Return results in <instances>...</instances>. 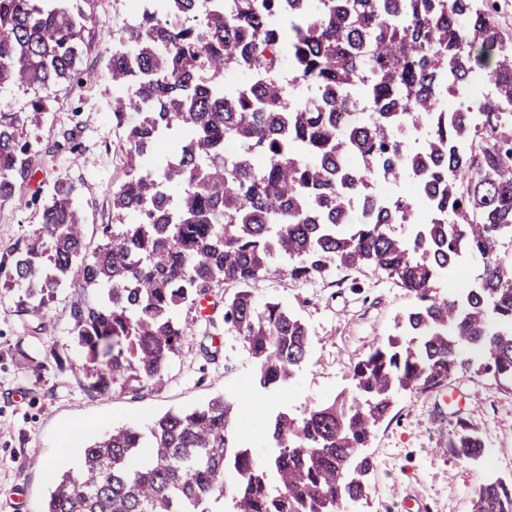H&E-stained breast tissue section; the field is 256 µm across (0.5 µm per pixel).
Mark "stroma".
<instances>
[{"label": "stroma", "instance_id": "35a3bbf8", "mask_svg": "<svg viewBox=\"0 0 512 512\" xmlns=\"http://www.w3.org/2000/svg\"><path fill=\"white\" fill-rule=\"evenodd\" d=\"M112 95L101 81L72 83L51 102L46 122L30 132L45 147L67 130L76 132L78 147L48 156L36 179L75 185L90 253L102 243V226L117 221L110 189L123 176L127 127L136 119L130 113L116 120ZM41 222V206L1 207L0 252L29 237ZM251 288L258 301L287 305L311 330L308 362L289 388L267 393L254 387L251 362L224 323V302L238 289L227 283L214 289L203 311L190 312L192 326L160 384L92 397L79 370L84 354L70 335L77 289L60 290L42 310L47 353L34 363L23 354L30 323L17 311V295L0 289V512H40L51 483L40 467L30 465L31 453L50 459L65 448L73 463L79 448L112 428L144 426L167 410L224 393L239 395L241 433L257 455H265L268 417L281 410L300 413L350 386L354 363L393 334L396 315L411 303L370 266L307 282L272 273ZM460 418L484 439L479 460H462L446 450ZM368 453L375 463L368 512H408L409 495L424 504V512H471L473 491L486 477H512V387L461 370L449 380L446 394L402 393Z\"/></svg>", "mask_w": 512, "mask_h": 512}]
</instances>
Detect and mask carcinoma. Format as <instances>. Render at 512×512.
Instances as JSON below:
<instances>
[{"label": "carcinoma", "mask_w": 512, "mask_h": 512, "mask_svg": "<svg viewBox=\"0 0 512 512\" xmlns=\"http://www.w3.org/2000/svg\"><path fill=\"white\" fill-rule=\"evenodd\" d=\"M484 2L157 0L127 27L105 79L132 89L113 97L116 120L137 115L112 187L132 222L103 225L87 257L75 187L58 180L0 283L33 318L62 288L95 293L70 310L88 393L161 382L184 312L225 283L241 288L224 322L267 392L298 376L312 336L288 307L257 302L259 278L373 266L412 304L354 363L353 388L270 418L265 456L222 394L112 428L58 464L41 512H359L365 448L399 393L438 390L460 367L512 385V44ZM96 5L0 0V89L37 91L23 112L0 108V206L23 203L47 154L23 128L74 77H98L81 68L107 35ZM284 65L292 77H274ZM477 72L493 93L448 111ZM467 261L470 287L448 292ZM448 447L477 460L485 443L459 422ZM472 512H512V479L479 484Z\"/></svg>", "instance_id": "obj_1"}]
</instances>
